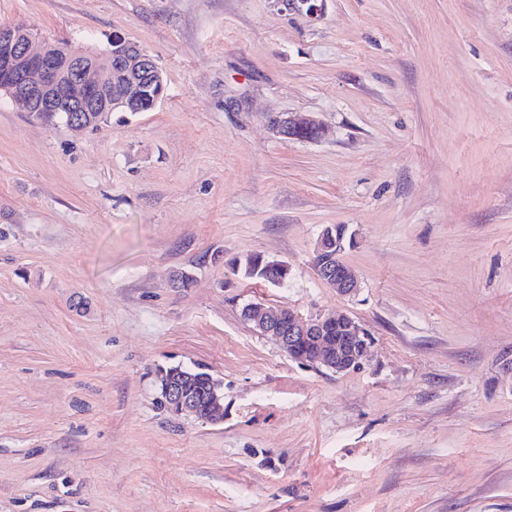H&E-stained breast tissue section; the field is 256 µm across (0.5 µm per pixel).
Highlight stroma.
Here are the masks:
<instances>
[{
	"instance_id": "obj_1",
	"label": "stroma",
	"mask_w": 512,
	"mask_h": 512,
	"mask_svg": "<svg viewBox=\"0 0 512 512\" xmlns=\"http://www.w3.org/2000/svg\"><path fill=\"white\" fill-rule=\"evenodd\" d=\"M20 19L134 42L167 92L79 134L0 96V512H512V0H0ZM338 224L351 298L313 268ZM250 302L348 313L372 355L298 364ZM173 365L223 381L222 424L164 408ZM282 11L297 12L309 21H318L324 12L326 0H273ZM272 132L279 138L302 140L305 134L312 133L320 139L324 135L322 125L308 112H287L270 119ZM249 258V261L247 259ZM261 255H250L248 256L242 266L237 267L233 262L230 263L234 273L241 274L243 278L259 281L262 283L273 284L269 278L268 271L265 268V257L261 262Z\"/></svg>"
}]
</instances>
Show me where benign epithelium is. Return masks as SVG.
<instances>
[{
  "label": "benign epithelium",
  "mask_w": 512,
  "mask_h": 512,
  "mask_svg": "<svg viewBox=\"0 0 512 512\" xmlns=\"http://www.w3.org/2000/svg\"><path fill=\"white\" fill-rule=\"evenodd\" d=\"M282 11L297 12L309 21L319 20L326 0H273ZM161 67L138 45L112 39L111 49L90 51L52 42L33 25L19 22L0 26V94L27 113L98 112L106 119L114 112H135L141 102L156 107L165 97ZM279 138L299 140L312 133L324 135L322 125L307 112H289L270 119ZM345 234L322 232L313 267L318 278L345 296L359 290L358 281L341 260ZM244 318L261 335L272 338L292 360L317 365L336 374L363 364L370 356V334L346 313L305 317L296 310L250 303ZM340 327L352 344L342 353L325 335ZM163 402L175 414H189L206 422L224 421V383L213 376L203 392L196 388L193 371L182 367L162 374Z\"/></svg>",
  "instance_id": "1"
}]
</instances>
